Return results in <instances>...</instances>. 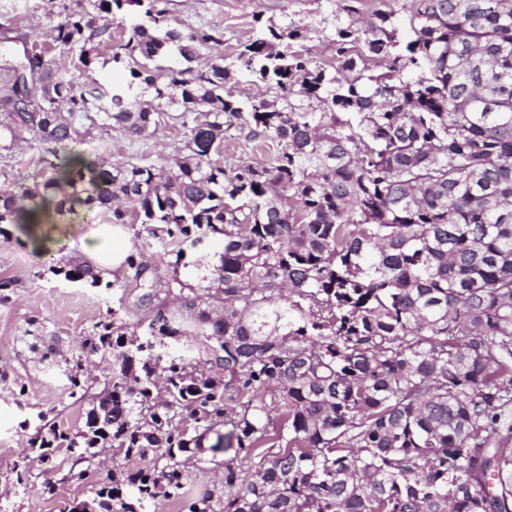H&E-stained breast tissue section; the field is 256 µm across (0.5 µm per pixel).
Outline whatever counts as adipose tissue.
I'll return each instance as SVG.
<instances>
[{
    "mask_svg": "<svg viewBox=\"0 0 512 512\" xmlns=\"http://www.w3.org/2000/svg\"><path fill=\"white\" fill-rule=\"evenodd\" d=\"M85 261L100 271L103 278L112 280L123 276L127 258L133 251L130 236L120 224H88L81 227Z\"/></svg>",
    "mask_w": 512,
    "mask_h": 512,
    "instance_id": "ef3b65f1",
    "label": "adipose tissue"
}]
</instances>
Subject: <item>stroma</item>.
I'll return each instance as SVG.
<instances>
[{
    "mask_svg": "<svg viewBox=\"0 0 512 512\" xmlns=\"http://www.w3.org/2000/svg\"><path fill=\"white\" fill-rule=\"evenodd\" d=\"M73 0H0V31L20 28L29 43H48L60 20L62 7ZM169 25L182 33L217 27L224 42L203 49L202 58L233 56L260 23L295 22L308 27L309 38L301 48L313 64L330 67L335 62L331 42L332 25L327 0H168ZM185 130L161 123L154 134L135 137L118 128L90 130L85 139L73 143L75 153L91 155L106 143L112 162L147 161L162 164L178 154ZM277 151L269 139L251 140L237 128L224 137L225 164L247 162L265 165ZM106 217L83 208L58 218V237L51 252L35 251L18 231L0 237V280L13 286L0 297V512H60L63 502L92 499L97 482L112 469V453L104 451L92 467L75 462L68 448L55 449L57 465L47 469L30 440L41 424L77 432L85 420L86 403L72 397L62 374L61 361L76 357L93 325L109 310L129 327H136L146 313L142 291L133 277H124L123 299L111 291L66 281L54 273L67 260L81 257L80 224H101ZM41 327L39 339L28 336L30 320ZM29 473L27 486L15 483V467ZM53 482L56 497L42 493L44 482Z\"/></svg>",
    "mask_w": 512,
    "mask_h": 512,
    "instance_id": "stroma-1",
    "label": "stroma"
}]
</instances>
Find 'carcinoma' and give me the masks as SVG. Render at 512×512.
<instances>
[{"mask_svg": "<svg viewBox=\"0 0 512 512\" xmlns=\"http://www.w3.org/2000/svg\"><path fill=\"white\" fill-rule=\"evenodd\" d=\"M160 2L77 0L53 45L0 41L1 163L23 138L146 136L164 105L188 129L175 169L97 154L41 157L30 183L3 171L19 191L0 186V224L30 238L77 206L123 224L126 201L201 272L147 282L141 332L106 317L86 337L112 354V392L30 447L51 468L62 446L123 463L61 512H512V0H388L362 32L356 0H332V69L270 24L198 71L224 33L184 36ZM74 51L130 79L78 88ZM233 69L273 96L241 102ZM234 123L277 142L273 163L224 166ZM55 274L125 288L87 262Z\"/></svg>", "mask_w": 512, "mask_h": 512, "instance_id": "carcinoma-1", "label": "carcinoma"}]
</instances>
